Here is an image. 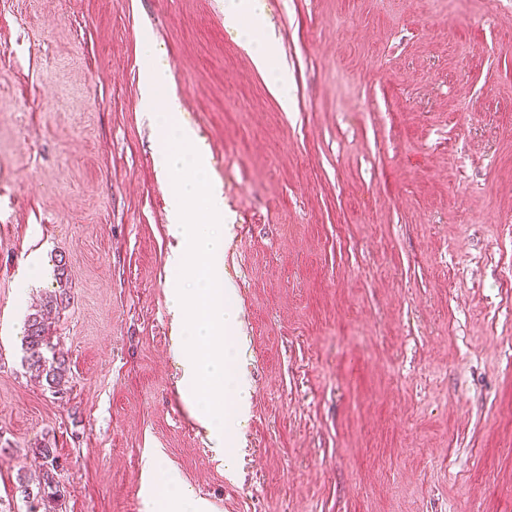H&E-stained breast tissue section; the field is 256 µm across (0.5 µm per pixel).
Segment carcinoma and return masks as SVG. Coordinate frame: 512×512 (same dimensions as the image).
<instances>
[{
  "label": "carcinoma",
  "instance_id": "cac0c4a2",
  "mask_svg": "<svg viewBox=\"0 0 512 512\" xmlns=\"http://www.w3.org/2000/svg\"><path fill=\"white\" fill-rule=\"evenodd\" d=\"M56 313L53 297L45 298L40 308L28 314L24 322V362L30 373L45 382L52 393L61 392L68 382V365L64 356L56 352L51 341V330ZM44 461L38 475L18 476V490L28 503V512H53L59 506L64 485V466L59 462L57 448L45 442L35 449Z\"/></svg>",
  "mask_w": 512,
  "mask_h": 512
}]
</instances>
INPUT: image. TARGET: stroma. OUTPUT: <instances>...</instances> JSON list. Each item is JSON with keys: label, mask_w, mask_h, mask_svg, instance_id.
<instances>
[{"label": "stroma", "mask_w": 512, "mask_h": 512, "mask_svg": "<svg viewBox=\"0 0 512 512\" xmlns=\"http://www.w3.org/2000/svg\"><path fill=\"white\" fill-rule=\"evenodd\" d=\"M294 107L224 0H0V512L54 441L59 512H512V0H266ZM170 66L234 215L253 388L233 474L179 389ZM63 297L58 396L21 363ZM166 510L167 512H203L204 503L196 497L193 490L173 478L166 481Z\"/></svg>", "instance_id": "1"}]
</instances>
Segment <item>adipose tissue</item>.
Wrapping results in <instances>:
<instances>
[{
  "mask_svg": "<svg viewBox=\"0 0 512 512\" xmlns=\"http://www.w3.org/2000/svg\"><path fill=\"white\" fill-rule=\"evenodd\" d=\"M265 9V0H224V25L237 31L254 65L269 79L281 109L289 112L293 99L288 92V75L281 63L279 46L262 29Z\"/></svg>",
  "mask_w": 512,
  "mask_h": 512,
  "instance_id": "ef3b65f1",
  "label": "adipose tissue"
}]
</instances>
